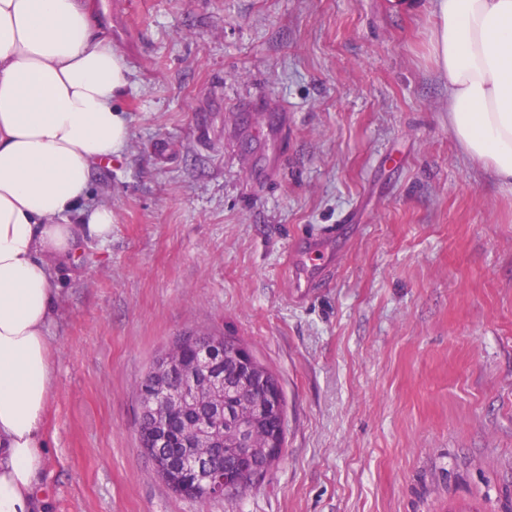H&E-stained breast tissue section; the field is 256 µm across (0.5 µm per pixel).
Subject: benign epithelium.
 <instances>
[{
  "mask_svg": "<svg viewBox=\"0 0 512 512\" xmlns=\"http://www.w3.org/2000/svg\"><path fill=\"white\" fill-rule=\"evenodd\" d=\"M259 387L247 371L226 388L223 356L211 345L199 346L190 360L168 358L155 368L140 400L139 438L180 493L202 485L222 496L225 462L253 458L252 424L268 410ZM164 448L181 454L169 457Z\"/></svg>",
  "mask_w": 512,
  "mask_h": 512,
  "instance_id": "7a95c632",
  "label": "benign epithelium"
}]
</instances>
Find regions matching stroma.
Wrapping results in <instances>:
<instances>
[{"instance_id":"35a3bbf8","label":"stroma","mask_w":512,"mask_h":512,"mask_svg":"<svg viewBox=\"0 0 512 512\" xmlns=\"http://www.w3.org/2000/svg\"><path fill=\"white\" fill-rule=\"evenodd\" d=\"M112 4L130 137L92 177L111 238L57 275L46 512H512V191L448 132L430 0ZM191 332L285 399L236 496L140 445L138 385ZM251 355L252 361L254 365L263 373L266 374L268 378L273 379L276 384L279 385V382L277 378L263 365H261L259 362L255 360V358ZM279 393L281 398V406L282 410L280 414H272L270 417H268L263 423H261L255 431L254 434V440L255 445L261 447V448H268V447H275L272 444L273 440H277V432H280V440L281 445L283 447L284 445V421H285V401L284 397L282 396V392L279 385Z\"/></svg>"}]
</instances>
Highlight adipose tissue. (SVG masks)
Returning a JSON list of instances; mask_svg holds the SVG:
<instances>
[{"mask_svg": "<svg viewBox=\"0 0 512 512\" xmlns=\"http://www.w3.org/2000/svg\"><path fill=\"white\" fill-rule=\"evenodd\" d=\"M429 53L461 152L512 190V0H432ZM128 71L83 0H0V512H43L54 271L106 242L89 204L124 149Z\"/></svg>", "mask_w": 512, "mask_h": 512, "instance_id": "ef3b65f1", "label": "adipose tissue"}]
</instances>
